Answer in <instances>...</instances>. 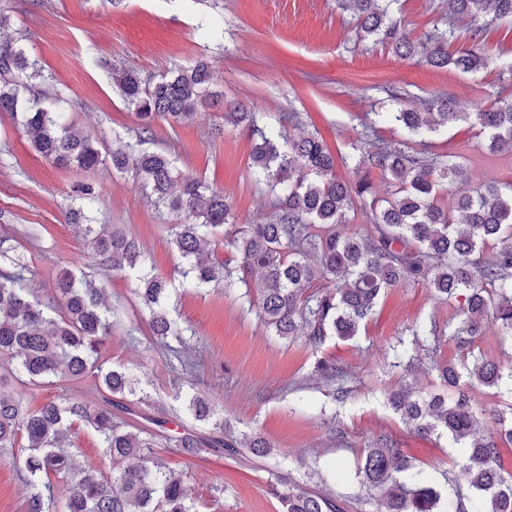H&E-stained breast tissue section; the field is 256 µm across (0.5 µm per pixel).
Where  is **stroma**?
Segmentation results:
<instances>
[{
  "instance_id": "stroma-1",
  "label": "stroma",
  "mask_w": 512,
  "mask_h": 512,
  "mask_svg": "<svg viewBox=\"0 0 512 512\" xmlns=\"http://www.w3.org/2000/svg\"><path fill=\"white\" fill-rule=\"evenodd\" d=\"M0 16L8 19L0 41H20L53 74L50 91L60 98L56 110L62 121L104 147L141 130L113 83V70L155 80L209 62L207 106L181 122L155 119L146 146L168 154L181 173L223 191L238 225L260 223L273 212L265 186L249 172L258 131L320 133L338 157L337 175L350 180L353 168L345 159L365 126H375L382 138L407 140L405 131L384 118L398 106L417 109L431 95L445 93L474 112L495 98H512V70L506 68L512 63V21L487 33L483 47L491 61L472 77L397 58L382 43L358 42L357 22L337 0H0ZM399 16L419 39L447 27V0H401ZM391 84L406 89L403 103L386 94ZM231 103L257 113V127L225 121ZM428 149L460 157L473 181L512 183V152L490 153L478 127L450 125L429 137ZM79 182L98 189L93 207L99 223L123 225L144 247L154 273L172 281V314L193 331L187 343L154 345L134 278L111 273L106 297L121 310L122 322L105 354L113 366L138 370L154 400L149 415L165 422L168 439L157 453L183 470L196 512H281L273 493L280 478L336 497L343 512H381L354 477L365 449L381 437L438 490L452 480L465 483L457 445L417 436L385 400L387 389L401 379L390 366V347L413 325L453 320V303L437 301L429 288L403 283L380 298L356 339L331 337L315 350L301 336H271L244 288L226 293L184 282L181 259L167 243L173 218L131 174L108 165L89 172L56 168L3 113L0 236L24 254L28 285L45 303L56 301L60 271L93 262L81 233L65 217ZM320 358L336 363L335 380L314 375ZM192 389L211 397L220 417L238 432L260 435L278 448L279 460L221 448L196 457L181 454L176 441L185 431L215 433L212 424L186 413L184 395ZM64 394L91 406L103 396L98 381L87 378L30 387L24 399L36 408Z\"/></svg>"
}]
</instances>
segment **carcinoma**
<instances>
[{
    "label": "carcinoma",
    "mask_w": 512,
    "mask_h": 512,
    "mask_svg": "<svg viewBox=\"0 0 512 512\" xmlns=\"http://www.w3.org/2000/svg\"><path fill=\"white\" fill-rule=\"evenodd\" d=\"M358 21L359 40L374 39L391 46L400 57L418 56L428 66L475 74L487 56L471 48L448 51L457 39V23L469 21L470 39L481 45L485 34L503 20H512V0H448V28L411 39L395 13L398 0H340ZM50 77L30 61L23 48L0 43V112L21 117L32 147L61 168L93 170L106 163L118 172L131 171L176 217L166 225L170 243L182 260L183 275L195 286L222 283L226 288L255 287L257 314L267 331L288 339L304 337L319 348L329 336L351 340L374 314L385 290L403 281L421 283L441 300L457 302L456 322L443 329L436 321L410 329L412 346L391 347L392 367L402 376L434 358L440 337L450 336L465 350L457 365L435 366L450 387L463 378L512 396V369H505L481 346L485 325L496 324L500 340L512 338V185L482 182L454 196L452 207L440 195L470 178L461 162L379 140L369 150L353 144V181L336 175V155L318 134L288 139L266 136L250 155V173L274 195L275 210L260 224L237 226L221 192L204 181L183 176L161 151L144 148L151 122L162 117L178 122L204 104L211 80L208 64L198 62L143 82L132 71L113 74L124 101L142 121L135 140L115 137L116 146L102 154L96 143L58 122L46 99H30L24 91ZM225 118L257 125L254 112L234 104ZM391 120L408 134L422 136L465 122L485 134L492 153L512 151V99H498L485 109L467 112L454 98L435 94L420 110L401 108ZM380 173L387 196L373 195L371 174ZM370 209L374 222L363 232L346 234L339 226L357 207ZM82 232L85 247L103 271L131 272L137 294L148 312L153 340L183 342L185 329L172 317L170 286L147 267L139 241L118 224L105 231L88 212L70 213ZM221 236L229 257L217 262L207 247ZM492 251H486L489 245ZM0 260L12 269L0 271V453L9 454L30 495L25 512H193L184 476L155 457L161 432L145 425L130 430L151 397L137 389L124 369L106 364L105 345L119 315L106 303V280L95 281L84 271H66L58 278L60 314L47 312L27 287L28 265L0 240ZM328 285L311 289L314 281ZM96 378L106 395L94 408L70 396L50 400L31 410L23 401L24 387ZM197 421L214 419V401L194 392L184 398ZM387 403L422 437L446 436L463 448L468 493L448 485L436 489L397 448L379 439L366 449L358 472L362 483L382 496L384 512H512V473L505 469L500 445L512 444V403L495 410L496 432L476 431L477 411L467 393L423 394L401 380L388 390ZM129 420L116 422L114 410ZM86 422L98 432L112 471L83 467V450L70 440V430ZM217 441L224 450L244 448L263 458L277 450L264 438L235 435L224 422ZM177 447L198 454L213 447L187 432ZM65 486L62 500L51 490V478ZM283 512H342L335 500L297 485L278 492Z\"/></svg>",
    "instance_id": "1"
}]
</instances>
